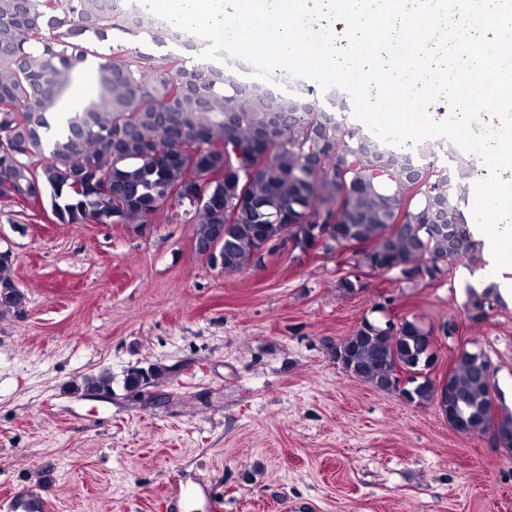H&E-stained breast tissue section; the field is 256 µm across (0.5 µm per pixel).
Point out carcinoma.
Masks as SVG:
<instances>
[{"label":"carcinoma","instance_id":"carcinoma-1","mask_svg":"<svg viewBox=\"0 0 512 512\" xmlns=\"http://www.w3.org/2000/svg\"><path fill=\"white\" fill-rule=\"evenodd\" d=\"M182 43L127 0H0V199L39 202L51 190L61 224H124L143 233L163 206L195 221V240L222 237L211 266L240 271L264 239L288 234L303 252L324 235L344 249L370 246L363 265L434 278L445 262L478 260L480 243L463 217L465 199L448 170L414 148L363 147L361 128L286 95L254 92L205 61L176 53L147 70L148 56L122 43L97 72L98 101L49 136V109L70 72L97 55L113 31ZM0 264V317L27 303ZM493 288L468 289L473 321L486 317ZM351 376L382 390L395 369L415 372L407 393L450 422L489 426L512 440V414L493 406L489 360L462 352L448 378L427 375L436 357L431 332L405 320L391 337L368 321L343 343ZM112 388L101 371L76 389Z\"/></svg>","mask_w":512,"mask_h":512}]
</instances>
